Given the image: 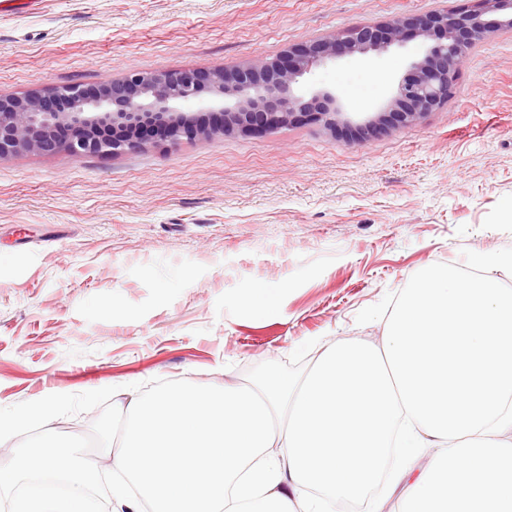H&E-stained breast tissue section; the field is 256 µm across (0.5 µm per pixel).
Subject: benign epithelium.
<instances>
[{
	"label": "benign epithelium",
	"mask_w": 512,
	"mask_h": 512,
	"mask_svg": "<svg viewBox=\"0 0 512 512\" xmlns=\"http://www.w3.org/2000/svg\"><path fill=\"white\" fill-rule=\"evenodd\" d=\"M512 29V0H478L475 8L410 15L338 31L296 44L274 59L235 69L131 71L93 87L71 85L23 96L0 95V160L21 151L41 155H106L157 140L262 133L303 119L317 120L348 139L365 140L413 124L453 98L467 52L490 33ZM434 38L412 62V73L374 112L353 118L336 93L307 96L298 78L338 57L365 56L409 39ZM215 95L210 121L199 125L179 105L201 89Z\"/></svg>",
	"instance_id": "obj_1"
}]
</instances>
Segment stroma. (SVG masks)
<instances>
[{
  "instance_id": "1",
  "label": "stroma",
  "mask_w": 512,
  "mask_h": 512,
  "mask_svg": "<svg viewBox=\"0 0 512 512\" xmlns=\"http://www.w3.org/2000/svg\"><path fill=\"white\" fill-rule=\"evenodd\" d=\"M474 0H12L0 94L132 70L244 67L339 29ZM429 42L312 68L298 90L352 112L388 99ZM512 31L465 57L456 93L349 141L320 122L106 156L0 160V408L155 378H302L329 342H380L433 266L512 251ZM268 290L266 315L256 288Z\"/></svg>"
}]
</instances>
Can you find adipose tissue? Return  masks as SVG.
I'll return each mask as SVG.
<instances>
[{"instance_id": "1", "label": "adipose tissue", "mask_w": 512, "mask_h": 512, "mask_svg": "<svg viewBox=\"0 0 512 512\" xmlns=\"http://www.w3.org/2000/svg\"><path fill=\"white\" fill-rule=\"evenodd\" d=\"M472 266L428 268L380 343H326L301 383L272 367L258 390L131 395L115 512H323L385 474L411 482L400 512H512V291L495 278L512 252Z\"/></svg>"}]
</instances>
